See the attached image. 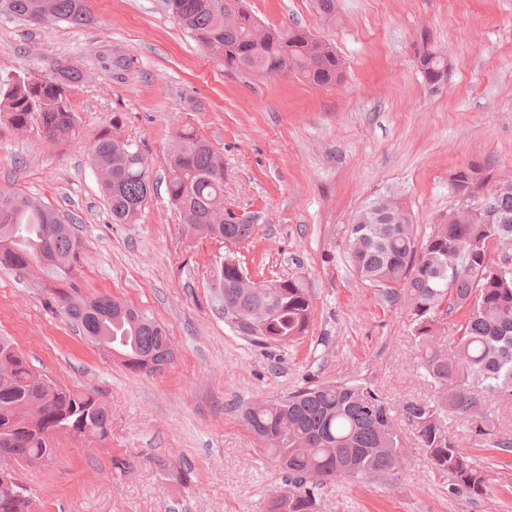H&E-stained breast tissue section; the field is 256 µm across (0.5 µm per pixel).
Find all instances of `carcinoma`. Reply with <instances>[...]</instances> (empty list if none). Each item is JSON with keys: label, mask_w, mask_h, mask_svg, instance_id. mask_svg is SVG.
I'll use <instances>...</instances> for the list:
<instances>
[{"label": "carcinoma", "mask_w": 512, "mask_h": 512, "mask_svg": "<svg viewBox=\"0 0 512 512\" xmlns=\"http://www.w3.org/2000/svg\"><path fill=\"white\" fill-rule=\"evenodd\" d=\"M179 24L224 67L256 78L290 72L307 82L333 87L344 77V62L330 44L301 28L261 25L244 0H166ZM0 10L32 24L92 21L88 0H0ZM418 59L427 86L448 76L442 50L421 36ZM84 78L76 65L57 60L47 80L24 77L0 81V110L17 129L35 127L54 141L74 130L67 92ZM90 161L102 176L101 189L115 224H131L151 195L146 157L133 144L108 133L94 137ZM170 202L182 223L196 233L230 244L249 239L254 225L239 224L224 211V160L193 130L177 133L170 155ZM472 165L456 170V187L474 186ZM490 209L507 224H483L458 209L421 236L404 205L392 210L375 199L359 210L347 229L349 261L376 288L380 300L404 311L413 326L420 365L435 393L402 406L418 447L450 480L449 491L478 499L487 495L491 475L448 429L456 417L492 449L512 453V436L500 429L495 408L512 404V272L498 273L499 247L512 242V187L494 183ZM83 249L74 227L49 206L20 192H0V267L28 270L40 258L53 264L47 276L64 281ZM240 264H217L211 288L224 296V317L236 331L267 345L303 337L313 304L294 279L269 291L239 287ZM53 299L86 339L134 372H159L174 350L166 329L111 296L75 300L64 289ZM465 320L452 340L440 345L444 320L455 311ZM244 419L264 452L288 477V490L273 498L271 512H314L319 487L341 479L395 474L404 464V445L383 393L361 380H322L293 389L276 400L247 407ZM112 416L105 404L78 394L35 371L24 352L0 336V458L22 466L48 465L55 458L50 432L64 429L75 439L108 437ZM31 498L16 481L0 493V512H30Z\"/></svg>", "instance_id": "1"}]
</instances>
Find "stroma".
Masks as SVG:
<instances>
[{
	"mask_svg": "<svg viewBox=\"0 0 512 512\" xmlns=\"http://www.w3.org/2000/svg\"><path fill=\"white\" fill-rule=\"evenodd\" d=\"M263 25L294 26L330 43L345 63L332 88L295 75L256 79L225 70L168 12L166 0H91L93 20L33 25L0 13V78L41 73L65 59L85 77L70 95L77 120L53 142L0 112V191H18L78 225L84 240L75 298L109 295L164 326L174 358L134 374L87 341L54 306L37 272L0 268V336L33 367L105 403L107 438L55 440L44 467L17 470L32 512H268L285 487L243 413L309 379L362 378L393 409L433 390L419 374L413 332L348 264L346 228L366 203L394 195L421 229L480 205L449 176L476 164L512 178V0H245ZM429 33L448 78L429 89L416 47ZM125 70H116V60ZM193 129L224 158V208L250 216L237 245L190 232L166 193L178 130ZM140 148L154 190L135 223H113L89 161L94 135ZM234 256L258 282L293 279L314 308L308 332L286 347L239 335L216 311L211 276ZM449 429L494 472L474 500L448 491L411 428L407 465L379 479L330 482L315 512H512V454Z\"/></svg>",
	"mask_w": 512,
	"mask_h": 512,
	"instance_id": "obj_1",
	"label": "stroma"
}]
</instances>
